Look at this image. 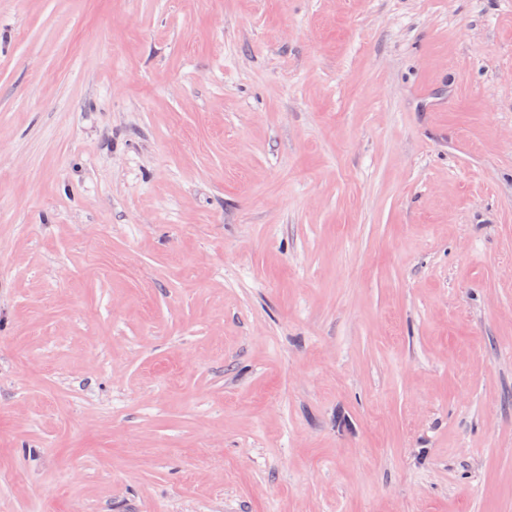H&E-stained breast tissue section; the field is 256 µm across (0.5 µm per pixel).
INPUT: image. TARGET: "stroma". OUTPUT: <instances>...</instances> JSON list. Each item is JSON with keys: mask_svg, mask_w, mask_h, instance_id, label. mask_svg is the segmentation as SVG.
<instances>
[{"mask_svg": "<svg viewBox=\"0 0 512 512\" xmlns=\"http://www.w3.org/2000/svg\"><path fill=\"white\" fill-rule=\"evenodd\" d=\"M0 512H512V0H0Z\"/></svg>", "mask_w": 512, "mask_h": 512, "instance_id": "35a3bbf8", "label": "stroma"}]
</instances>
